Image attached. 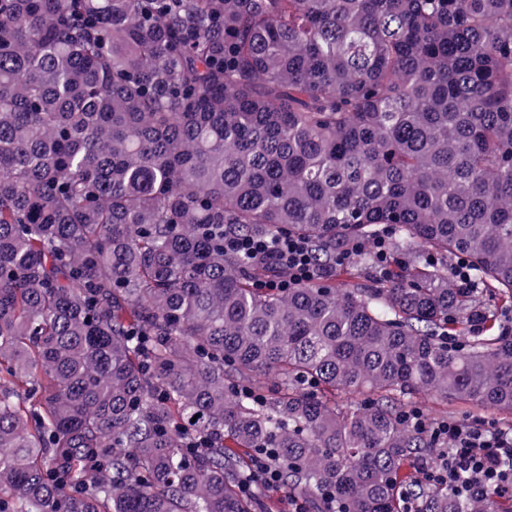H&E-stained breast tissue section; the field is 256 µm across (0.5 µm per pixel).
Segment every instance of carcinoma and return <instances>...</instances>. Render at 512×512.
<instances>
[{"mask_svg": "<svg viewBox=\"0 0 512 512\" xmlns=\"http://www.w3.org/2000/svg\"><path fill=\"white\" fill-rule=\"evenodd\" d=\"M285 234L295 288L224 251ZM508 304L512 0H0V512H258V458L313 512H512L401 480L412 395L512 415ZM224 249L243 252L249 257L271 256L288 268V280L270 281L264 284V288H292L314 278L310 249L301 238L286 236L269 243L251 237H224Z\"/></svg>", "mask_w": 512, "mask_h": 512, "instance_id": "carcinoma-1", "label": "carcinoma"}]
</instances>
